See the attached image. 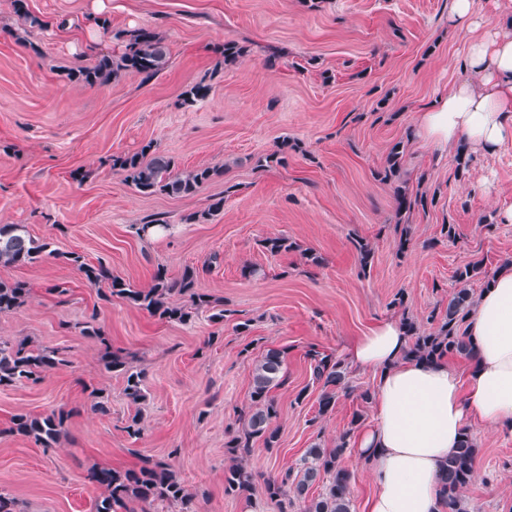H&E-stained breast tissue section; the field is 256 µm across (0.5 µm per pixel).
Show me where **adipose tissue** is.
I'll return each mask as SVG.
<instances>
[{
  "label": "adipose tissue",
  "mask_w": 512,
  "mask_h": 512,
  "mask_svg": "<svg viewBox=\"0 0 512 512\" xmlns=\"http://www.w3.org/2000/svg\"><path fill=\"white\" fill-rule=\"evenodd\" d=\"M448 24L475 38L448 93L418 114L419 130L447 156L463 141L494 153L512 141V6L485 32L474 0H454ZM468 334L477 358L464 377L444 362L403 360L408 338L392 320L348 346L353 367L378 375L374 418L355 442L375 485L364 512H440L441 465L469 428L512 430V263L480 294Z\"/></svg>",
  "instance_id": "1"
}]
</instances>
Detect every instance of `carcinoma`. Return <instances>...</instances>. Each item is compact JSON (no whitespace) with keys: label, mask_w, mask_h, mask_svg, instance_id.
Listing matches in <instances>:
<instances>
[{"label":"carcinoma","mask_w":512,"mask_h":512,"mask_svg":"<svg viewBox=\"0 0 512 512\" xmlns=\"http://www.w3.org/2000/svg\"><path fill=\"white\" fill-rule=\"evenodd\" d=\"M15 12L31 29H43L47 23L31 13L25 0H14ZM114 38L123 43V49L112 55H100L93 62L70 74V77L89 86L107 83L124 73H135L146 82L158 76L167 66L169 50L162 37L155 31L141 28L132 32H117ZM246 46L235 40L224 42L220 53L224 61L233 62L246 55ZM409 141H397L390 148L383 167L374 173L377 180L394 185L397 225L401 226L398 252H405L411 241V226L407 224L411 210L426 209L435 204L436 195L426 192L410 194L404 185L398 184L403 160ZM472 157L467 145L457 149L455 177L466 178ZM111 167L124 174L125 180L145 195L162 194L184 197L197 193L213 175L210 167L178 171L172 157L153 150L147 144L133 154L114 155ZM263 248L272 253L298 249L297 244L284 237H271L262 241ZM360 273L367 275L374 260V249L362 238L353 240ZM50 243L40 242L29 235L22 224H0V266L4 268L39 261L45 255H53ZM64 258L81 271L92 286L98 287V296L104 301L120 298L129 305L147 312L150 316L167 322H188L199 309L212 311L217 322L224 321L226 309L222 300L197 290L199 271L187 266L177 278L168 276L163 267L156 269L152 285L134 288L122 278L112 275L103 264L93 266L77 252H69ZM484 278L491 284L493 276L485 267L484 260L475 259L454 273L456 287L448 305L443 310L433 309L420 324L412 318H403L402 326L408 337L405 358L416 361H441L450 356H461L470 361L476 358V346L467 335V319L475 305L476 296L471 282ZM176 295L189 297L190 304H177ZM31 297V288L23 281L0 279V314L14 312L23 307ZM286 351L269 348L253 361L252 386L248 410L239 417L241 426L226 448L232 464L224 471V493L244 495L253 489L254 476L239 463V459L251 452L253 442L260 440L267 448H274L279 441V431L273 427L278 414L272 391L288 383L285 370ZM312 383L320 387L316 418H324L336 409L338 392L348 389L349 367L345 361L332 354L311 348ZM63 362L56 350L42 348L31 341L17 343L0 342V386L7 387L31 381H39L42 375ZM105 369L118 373L125 381V394L135 405L141 404L147 394L142 373L137 371L119 351L106 353ZM69 418V412L59 408L41 416L16 414L11 419L10 431L31 437L49 448L55 443ZM361 421L356 413L351 428L342 432L333 447L315 445L307 450L300 475L293 478L287 473L279 479L264 481V494L268 500L281 503L282 498L293 495L302 502V512H352L350 498L351 474L341 465V459L350 446L354 427ZM479 454L476 441L465 434L458 447L442 465L439 476L440 505L445 512H469L465 493L475 474V462ZM327 482L315 496H308L309 489L321 477ZM89 480L101 490L96 500L95 512H145V506L156 499L178 502L190 512L193 494L190 493L165 463L145 460L138 467L123 470L97 467L92 469Z\"/></svg>","instance_id":"1"}]
</instances>
